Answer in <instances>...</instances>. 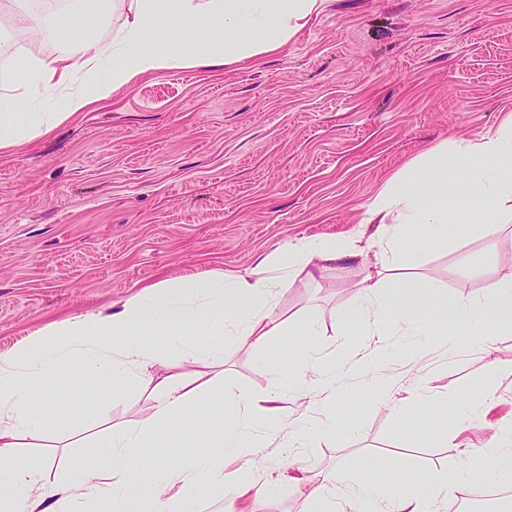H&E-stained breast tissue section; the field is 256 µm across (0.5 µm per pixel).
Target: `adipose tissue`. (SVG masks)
Wrapping results in <instances>:
<instances>
[{
	"label": "adipose tissue",
	"instance_id": "obj_1",
	"mask_svg": "<svg viewBox=\"0 0 512 512\" xmlns=\"http://www.w3.org/2000/svg\"><path fill=\"white\" fill-rule=\"evenodd\" d=\"M80 3L78 11L49 16L32 0H8V8L22 14L25 33L53 42L55 49L48 57L26 60L7 76V84L24 89L27 97H0V150L50 134L137 77L200 65L229 66L282 49L325 10L328 0H113L122 22L108 42L84 27L98 0ZM433 153L450 157V164L434 169L423 183L394 176L367 207V222L383 229L382 257L375 270L361 275L351 306L339 313L342 327H362L368 337L358 362L366 379L387 353L385 336L392 326L409 336H428L442 328L458 340L481 332L488 368L512 371V360L502 358L495 337L496 329L512 326V281L486 297L455 303L442 294L398 298L388 288L392 281L413 285L402 258L410 235L447 243L454 222L449 203L458 184H466L470 199L480 204L473 223L512 221V166L503 162L512 154V115L478 139L443 143ZM355 255L353 246L339 249L323 239L306 238L289 250L271 252L245 273L214 272L186 286L161 282L112 312L52 324L0 354V512H92L104 498L111 499L112 512H190L195 491L203 485L224 496V512H244L239 506L243 499L259 504L270 488L253 478L257 448L264 446L268 433L283 430L289 447L307 443L320 401L342 388V367L335 359L309 351L292 367V377L286 363L263 365L266 396L240 395L238 418L207 442L191 466L148 462L150 442L197 405L192 382L209 376L214 391H221L220 337L260 348L288 335V322L278 309L281 291L324 263ZM136 329L163 333L168 351L133 337ZM203 333L208 341H200ZM114 334L127 335V342L106 344ZM75 362L109 391L134 383L148 397L134 422L87 436L83 461L64 479L53 481L46 473L56 467L54 456L37 463L28 451L41 447L58 428L46 410L45 379ZM285 392L297 399L295 410L281 406ZM228 457L240 463L230 474L224 471ZM511 471L512 450L502 448L491 468H467L410 492L358 482L340 469L302 474L296 486L306 489L310 512H336L334 493L340 486L352 487L359 512H441L449 489L490 482Z\"/></svg>",
	"mask_w": 512,
	"mask_h": 512
}]
</instances>
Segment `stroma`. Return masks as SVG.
Returning <instances> with one entry per match:
<instances>
[{
  "mask_svg": "<svg viewBox=\"0 0 512 512\" xmlns=\"http://www.w3.org/2000/svg\"><path fill=\"white\" fill-rule=\"evenodd\" d=\"M512 113V0H330L288 45L231 66L139 77L109 102L52 135L0 152V354L32 332L79 315L120 308L161 281L245 272L307 237L354 243L349 267L331 263L297 278L281 313L318 322V336L292 334L255 350L224 343V390L204 392L153 459L192 463L214 418L233 421L234 398L265 396L261 362L314 347L352 365L366 341L333 318L374 265L379 227L367 205L395 174L444 141L477 139ZM446 246L411 240L418 292L436 287L471 300L512 279V222L455 225ZM387 365L402 391L425 385L428 403L395 410L384 384L345 379L328 409L345 431L304 448L270 435L256 479L287 480L293 467L339 468L393 491L419 477L489 464L491 438L512 443V373L489 370L481 337L453 351L444 333L388 339ZM72 364L47 383L51 443L62 467L84 457L81 439L102 415L137 418L146 394L111 395ZM493 407L460 437L463 402Z\"/></svg>",
  "mask_w": 512,
  "mask_h": 512,
  "instance_id": "obj_1",
  "label": "stroma"
}]
</instances>
